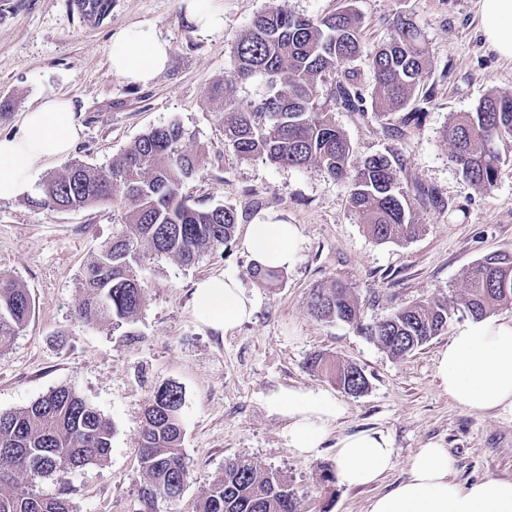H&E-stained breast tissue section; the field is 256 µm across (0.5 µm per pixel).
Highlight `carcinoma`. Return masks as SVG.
I'll list each match as a JSON object with an SVG mask.
<instances>
[{"instance_id": "obj_1", "label": "carcinoma", "mask_w": 512, "mask_h": 512, "mask_svg": "<svg viewBox=\"0 0 512 512\" xmlns=\"http://www.w3.org/2000/svg\"><path fill=\"white\" fill-rule=\"evenodd\" d=\"M362 21L346 6L319 19L302 18L283 6L257 17L235 39L233 76L216 83L210 98L220 104L224 142L241 158L261 157L294 168L317 167L335 179H349L350 200L367 233L381 243L403 242L419 234L416 211L402 187L393 157L371 155L355 163L353 146L336 127L330 108L363 111L357 73L347 63L362 50ZM375 82L374 115L391 132L390 117L400 113L408 126L423 110L413 95L428 75L427 51L411 23L394 25L390 39L370 58ZM260 76L266 92L246 105L234 98L233 83ZM451 160L473 185L488 190L504 163L501 148L512 144V95H485L472 112L455 117L446 131ZM176 123L158 126L136 138L105 168L74 158L64 170L43 179L27 197L28 205L50 211L113 204L124 222L79 275L83 298L75 318L93 325H131L147 300L136 267L148 252L165 254L193 266L202 252L232 241L235 210L222 205L189 204L181 189L200 165V156L184 145ZM250 273L274 284L285 270L256 263ZM512 304V254L491 253L465 273L462 312L477 320L496 307ZM311 313L352 324L395 357L410 354L448 329L457 308L433 297L399 308L374 324L361 320L347 285L332 281L312 289ZM34 305L18 280L0 274V351L8 350L26 327ZM311 367L324 372L349 394L367 388L356 367L316 355ZM182 387L166 382L143 410L139 440V497L152 512L159 499L178 497L191 478L182 452ZM112 423L74 389L51 388L29 406L0 413V512H74L67 475L107 460ZM55 477L59 493H37L38 481ZM196 512H297L288 481L246 458L224 465L209 481Z\"/></svg>"}]
</instances>
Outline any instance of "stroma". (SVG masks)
Returning <instances> with one entry per match:
<instances>
[{
    "label": "stroma",
    "mask_w": 512,
    "mask_h": 512,
    "mask_svg": "<svg viewBox=\"0 0 512 512\" xmlns=\"http://www.w3.org/2000/svg\"><path fill=\"white\" fill-rule=\"evenodd\" d=\"M71 0H0V135L46 91L72 103L84 127L73 157L104 167L151 128L172 122L200 156L197 174L184 182L190 204H217L240 217L227 249L208 252L190 267L151 254L138 269L148 300L127 339L103 322L87 325L73 311L82 298V268L111 240L121 209L99 205L49 211L24 198L0 201V273L28 289L34 314L0 353V412L29 406L49 389L79 392L114 426L110 456L71 472L68 486L77 512H139L138 439L143 410L158 386H182L183 452L192 473L174 500H158L153 512H195L203 485L226 461L247 457L280 473L301 512H366L369 500L408 476L417 448L439 441L454 463L453 479L465 485L484 477L512 479V421L452 402L436 376L438 356L451 332L469 323L455 313L446 332L395 358L346 323L319 320L308 309L311 289L333 280L350 284L365 321L442 295L459 301L469 267L493 251L512 252V160L496 184L481 190L463 179L450 155L445 131L455 114L471 112L489 92L512 94V63L488 49L477 30L478 0H222L224 29L203 36L182 0H111L97 24L84 23ZM316 19L351 6L363 23V47L352 63L364 99L374 94L368 64L397 20L416 25L428 50V77L416 100L424 101L420 125L384 130L372 110L332 113L354 147L355 159L396 153L400 177L422 226L403 243H380L352 210L346 182L317 168L297 169L261 158L243 159L224 144L211 86L233 69L232 46L251 20L278 5ZM132 24L153 26L169 43L166 69L146 85L113 75L108 44ZM295 225L296 262L274 287L251 275L243 240L255 222ZM229 273L256 301L250 320L223 334L193 313V286ZM322 354L357 366L367 390L345 393L309 366ZM288 386L321 388L347 408L318 455L288 448L284 419L265 407ZM364 429L390 435L394 465L378 486L324 482L336 470L338 438Z\"/></svg>",
    "instance_id": "1"
}]
</instances>
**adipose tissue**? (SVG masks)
<instances>
[{
    "label": "adipose tissue",
    "instance_id": "1",
    "mask_svg": "<svg viewBox=\"0 0 512 512\" xmlns=\"http://www.w3.org/2000/svg\"><path fill=\"white\" fill-rule=\"evenodd\" d=\"M480 31L486 44L512 61V0H480ZM112 72L128 83L146 84L170 59V46L153 27L134 24L113 33L108 47ZM82 127L69 100L48 94L28 108L14 130L0 136V201L30 191L33 173L43 162L69 156ZM244 245L252 260L272 268L293 265L298 240L293 225H248ZM255 308L234 275L198 281L194 312L199 321L226 333L247 321ZM437 377L458 405L493 412L512 420V322L484 317L458 327L438 360ZM270 413L285 419L288 447L314 455L346 407L329 392L291 387L269 396ZM394 448L388 434L364 430L336 444L339 480L350 486L379 483L390 470ZM441 443L417 449L405 480L374 496L367 512H512V480L485 477L459 487Z\"/></svg>",
    "mask_w": 512,
    "mask_h": 512
}]
</instances>
